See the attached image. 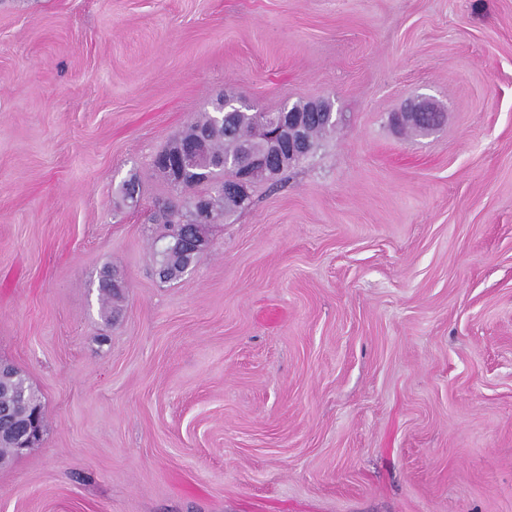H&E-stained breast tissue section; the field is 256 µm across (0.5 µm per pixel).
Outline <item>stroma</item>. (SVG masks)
<instances>
[{
	"instance_id": "stroma-1",
	"label": "stroma",
	"mask_w": 512,
	"mask_h": 512,
	"mask_svg": "<svg viewBox=\"0 0 512 512\" xmlns=\"http://www.w3.org/2000/svg\"><path fill=\"white\" fill-rule=\"evenodd\" d=\"M227 93L341 121L160 281ZM1 362L0 512H512V0H0ZM18 373L17 379L14 381L15 389L19 393V397L13 401L15 415L19 419L29 421L33 412H40V419L38 422V428L40 435L43 429V416L40 400L38 399L31 386L28 384L26 378Z\"/></svg>"
}]
</instances>
